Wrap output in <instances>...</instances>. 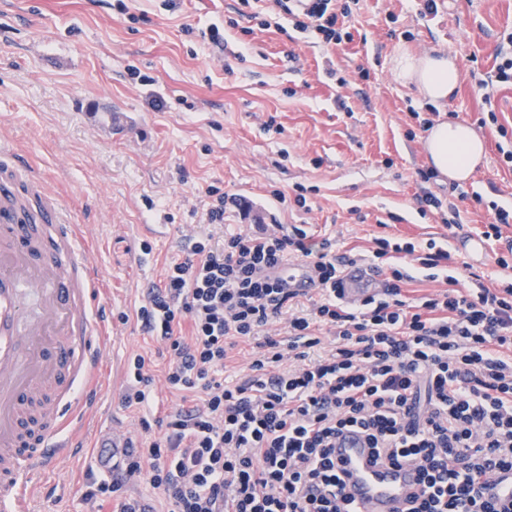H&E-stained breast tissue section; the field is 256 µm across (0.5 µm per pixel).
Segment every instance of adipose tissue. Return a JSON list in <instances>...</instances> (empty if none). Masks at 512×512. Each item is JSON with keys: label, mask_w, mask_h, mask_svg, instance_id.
I'll use <instances>...</instances> for the list:
<instances>
[{"label": "adipose tissue", "mask_w": 512, "mask_h": 512, "mask_svg": "<svg viewBox=\"0 0 512 512\" xmlns=\"http://www.w3.org/2000/svg\"><path fill=\"white\" fill-rule=\"evenodd\" d=\"M397 81L415 87L422 97L435 106L444 105L461 79V71L452 56L441 51L421 54L399 50L392 59ZM431 169L452 181H465L484 156V144L466 122L436 120L423 140Z\"/></svg>", "instance_id": "1"}]
</instances>
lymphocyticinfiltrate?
<instances>
[{
  "mask_svg": "<svg viewBox=\"0 0 512 512\" xmlns=\"http://www.w3.org/2000/svg\"><path fill=\"white\" fill-rule=\"evenodd\" d=\"M240 4L259 29L283 14L326 43L352 12L348 0ZM374 243L365 262L385 271L383 290L349 306L331 239L305 225L197 234L136 312L165 347L168 388L191 404L149 445L127 444L88 498L150 512L124 494L139 479L171 512H353L333 457L337 434L353 428L381 461L418 470L409 512H502L482 487L512 471V242L495 286L473 288L435 241ZM293 260L318 274L305 302L274 274ZM412 266L445 271L446 289L410 301ZM246 342L247 373L228 374Z\"/></svg>",
  "mask_w": 512,
  "mask_h": 512,
  "instance_id": "f902f5d3",
  "label": "lymphocytic infiltrate"
}]
</instances>
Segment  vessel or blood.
Here are the masks:
<instances>
[{"mask_svg": "<svg viewBox=\"0 0 512 512\" xmlns=\"http://www.w3.org/2000/svg\"><path fill=\"white\" fill-rule=\"evenodd\" d=\"M454 245L469 264H481V237L459 236ZM278 275L300 294L318 286L314 268L303 261ZM344 277L348 303L374 294L379 283L366 266ZM103 293L102 275L87 260L67 209L33 168L0 159V512H32L30 484L67 449L63 436L84 412L102 362ZM335 457L357 512H407L419 488L415 467L377 462L354 429L337 437ZM483 494L512 506V471L489 478Z\"/></svg>", "mask_w": 512, "mask_h": 512, "instance_id": "obj_1", "label": "vessel or blood"}]
</instances>
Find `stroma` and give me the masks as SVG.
Listing matches in <instances>:
<instances>
[{
	"label": "stroma",
	"mask_w": 512,
	"mask_h": 512,
	"mask_svg": "<svg viewBox=\"0 0 512 512\" xmlns=\"http://www.w3.org/2000/svg\"><path fill=\"white\" fill-rule=\"evenodd\" d=\"M237 0H0V145L39 169L79 224L81 240L109 286L103 303L109 357L80 449L59 461L33 492L35 512H97L86 499L100 478L98 446L111 433L152 435L183 406L165 384L163 347L136 311L166 264L207 226L208 187L236 195L264 224H308L336 254L370 253L377 236L422 244L446 234L439 213H421L418 176L427 163L421 120L433 107L396 81L399 48H445L461 80L445 105L482 137L485 156L470 180L429 188L460 212V232L479 234L493 215L472 194L512 204V83L495 80L496 49L512 32V0H359L345 18L352 40L324 43L289 27L227 28L243 60L225 65L207 30L234 16ZM152 79L143 86L129 67ZM165 101L163 111L148 95ZM495 112L497 123L486 122ZM276 118L282 134L266 131ZM307 187L306 208L290 198ZM286 194L276 200L273 190ZM164 232H155L157 223ZM141 354L155 378L146 416L126 407L127 360Z\"/></svg>",
	"instance_id": "stroma-1"
}]
</instances>
